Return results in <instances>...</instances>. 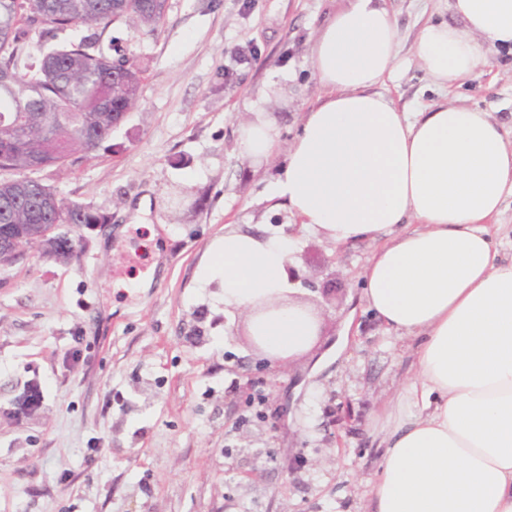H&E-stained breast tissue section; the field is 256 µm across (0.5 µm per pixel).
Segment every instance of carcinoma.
<instances>
[{
  "label": "carcinoma",
  "instance_id": "cac0c4a2",
  "mask_svg": "<svg viewBox=\"0 0 512 512\" xmlns=\"http://www.w3.org/2000/svg\"><path fill=\"white\" fill-rule=\"evenodd\" d=\"M166 0H0V140L11 147L0 181V224H18L34 241L50 224L71 233L84 224H105L108 215L44 192L27 176L33 161L64 166L108 140L136 103L142 71L117 40L108 50L101 36L123 18L137 29L156 31ZM91 31L65 44L67 29Z\"/></svg>",
  "mask_w": 512,
  "mask_h": 512
}]
</instances>
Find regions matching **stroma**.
I'll use <instances>...</instances> for the list:
<instances>
[{
	"label": "stroma",
	"mask_w": 512,
	"mask_h": 512,
	"mask_svg": "<svg viewBox=\"0 0 512 512\" xmlns=\"http://www.w3.org/2000/svg\"><path fill=\"white\" fill-rule=\"evenodd\" d=\"M349 0H168L155 33L107 31L142 70L139 98L92 157L33 171L107 213L79 260L38 248L0 267V512H368L376 418L413 371V338L369 311L362 273L378 244L335 246L268 198L286 164L244 155L256 110L282 142L325 90L317 31ZM399 54L379 92L413 113L449 99L512 141V52L441 92L414 55L449 0H384ZM148 200L144 223L131 221ZM289 235L319 321L282 367L264 360L197 269L231 230ZM36 407L18 413L25 388Z\"/></svg>",
	"instance_id": "35a3bbf8"
}]
</instances>
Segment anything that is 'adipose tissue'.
<instances>
[{
	"label": "adipose tissue",
	"instance_id": "ef3b65f1",
	"mask_svg": "<svg viewBox=\"0 0 512 512\" xmlns=\"http://www.w3.org/2000/svg\"><path fill=\"white\" fill-rule=\"evenodd\" d=\"M455 23L424 26L414 55L440 89L512 45V0H452ZM397 32L380 0H352L319 29L310 63L324 99L281 147L275 119L239 126L246 156L285 152L270 194L336 245L380 240L364 297L417 338L414 371L377 422L370 512H512V259L491 226L512 195V145L485 112L447 101L414 117L377 92ZM287 237L230 231L200 275L246 316L252 343L286 362L318 334L291 301Z\"/></svg>",
	"mask_w": 512,
	"mask_h": 512
}]
</instances>
